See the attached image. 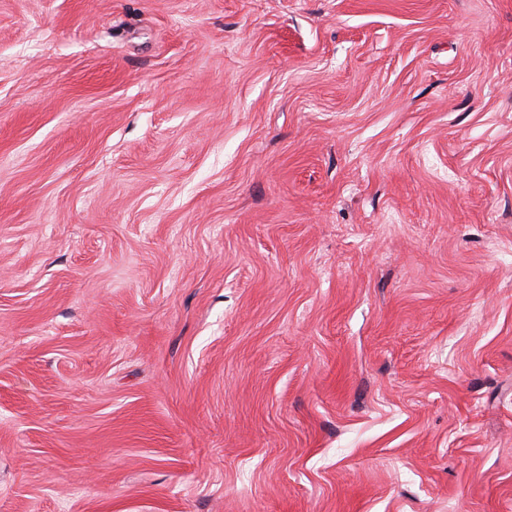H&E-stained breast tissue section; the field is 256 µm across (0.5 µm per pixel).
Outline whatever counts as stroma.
<instances>
[{
  "label": "stroma",
  "instance_id": "35a3bbf8",
  "mask_svg": "<svg viewBox=\"0 0 512 512\" xmlns=\"http://www.w3.org/2000/svg\"><path fill=\"white\" fill-rule=\"evenodd\" d=\"M0 512H512V0H0Z\"/></svg>",
  "mask_w": 512,
  "mask_h": 512
}]
</instances>
